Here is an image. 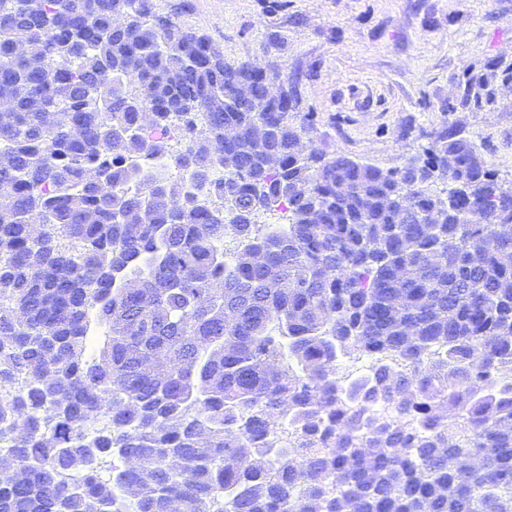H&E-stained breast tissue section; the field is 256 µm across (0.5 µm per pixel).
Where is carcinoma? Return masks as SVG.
Instances as JSON below:
<instances>
[{"mask_svg":"<svg viewBox=\"0 0 512 512\" xmlns=\"http://www.w3.org/2000/svg\"><path fill=\"white\" fill-rule=\"evenodd\" d=\"M281 78L153 0H0V512H512V195L459 133L301 155L296 80L231 94Z\"/></svg>","mask_w":512,"mask_h":512,"instance_id":"cac0c4a2","label":"carcinoma"}]
</instances>
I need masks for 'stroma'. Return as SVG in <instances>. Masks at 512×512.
I'll return each instance as SVG.
<instances>
[{"mask_svg": "<svg viewBox=\"0 0 512 512\" xmlns=\"http://www.w3.org/2000/svg\"><path fill=\"white\" fill-rule=\"evenodd\" d=\"M231 63L298 80L330 156L384 170L461 131L512 183V0H154Z\"/></svg>", "mask_w": 512, "mask_h": 512, "instance_id": "stroma-1", "label": "stroma"}]
</instances>
